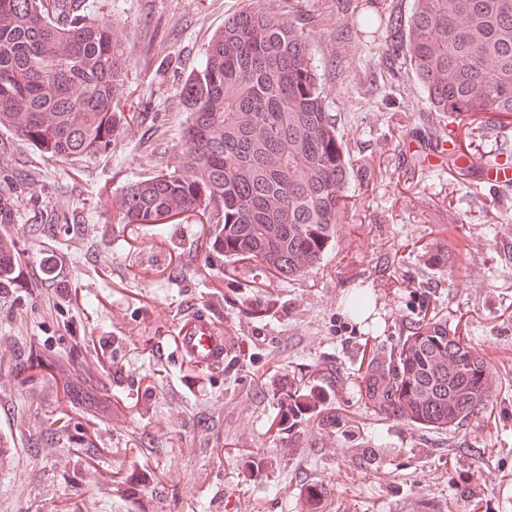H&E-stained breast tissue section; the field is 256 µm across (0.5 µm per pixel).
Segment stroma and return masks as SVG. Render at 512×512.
<instances>
[{
	"label": "stroma",
	"mask_w": 512,
	"mask_h": 512,
	"mask_svg": "<svg viewBox=\"0 0 512 512\" xmlns=\"http://www.w3.org/2000/svg\"><path fill=\"white\" fill-rule=\"evenodd\" d=\"M101 4L136 113L111 151L60 161L0 127L17 266L0 284V512H512V186L486 183L481 161L512 163V121L447 127L409 65H386L376 21L414 0H262L309 34L351 166L336 241L289 280L224 258L204 216L160 235L109 206L179 155L178 89L249 0ZM69 211L81 222L40 220ZM425 303L467 322L501 381L455 431L382 418L357 387L365 341L394 346ZM200 312L233 368L188 370L176 324ZM336 410L346 431L321 424Z\"/></svg>",
	"instance_id": "obj_1"
}]
</instances>
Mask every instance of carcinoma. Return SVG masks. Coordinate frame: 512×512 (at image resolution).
Segmentation results:
<instances>
[{
  "label": "carcinoma",
  "mask_w": 512,
  "mask_h": 512,
  "mask_svg": "<svg viewBox=\"0 0 512 512\" xmlns=\"http://www.w3.org/2000/svg\"><path fill=\"white\" fill-rule=\"evenodd\" d=\"M385 58L408 60L434 111L512 114V0H414L385 22ZM128 56L97 0H0V125L61 159L112 146L125 120ZM188 112L176 165L112 199L120 224L161 228L201 213L213 246L288 279L335 242L350 179L308 35L255 5L224 24L181 84ZM359 388L385 418L456 430L498 389L489 362L432 314L371 350Z\"/></svg>",
  "instance_id": "carcinoma-1"
}]
</instances>
